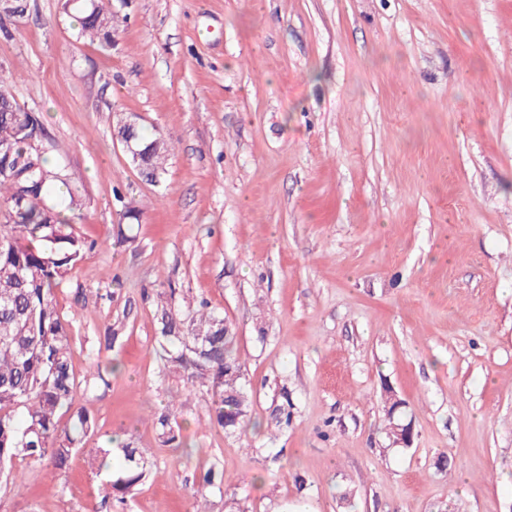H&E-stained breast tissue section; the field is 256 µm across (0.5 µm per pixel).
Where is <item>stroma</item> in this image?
<instances>
[{
    "instance_id": "obj_1",
    "label": "stroma",
    "mask_w": 512,
    "mask_h": 512,
    "mask_svg": "<svg viewBox=\"0 0 512 512\" xmlns=\"http://www.w3.org/2000/svg\"><path fill=\"white\" fill-rule=\"evenodd\" d=\"M26 4L0 14V69L98 242L56 291L77 378L94 350L106 378L74 405L88 447L127 428L152 466L120 512H187L209 466L210 512H512V0H112L108 50L62 0ZM116 112L171 142L160 185L113 143ZM186 294L236 328L241 432L158 353ZM171 401L188 458L158 440ZM14 468L37 480L1 484L0 512H91L84 454Z\"/></svg>"
}]
</instances>
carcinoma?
Listing matches in <instances>:
<instances>
[{"label": "carcinoma", "instance_id": "carcinoma-1", "mask_svg": "<svg viewBox=\"0 0 512 512\" xmlns=\"http://www.w3.org/2000/svg\"><path fill=\"white\" fill-rule=\"evenodd\" d=\"M77 37L110 47L120 30L112 0H76ZM13 75L0 72V469L17 458L63 468L83 439L96 429L87 410L73 412L60 423L59 411L71 408L79 382L72 337L59 311L56 290L98 245L77 231L73 213L82 203L65 167L48 163L45 127L34 112L23 111L9 89ZM133 143L147 149V182H162L172 153L160 134L145 135L135 127ZM159 341L167 362L192 383L213 392L208 420L233 433L243 428L250 397L242 363L234 352L236 331L224 315L207 303L188 304L185 317L162 310L157 319ZM170 406L155 415L161 442L184 447L173 426ZM110 443L123 456V466L98 488L100 500L91 512H112L124 505L150 472L147 450L136 448L128 433ZM91 468H110V448H85Z\"/></svg>", "mask_w": 512, "mask_h": 512}]
</instances>
